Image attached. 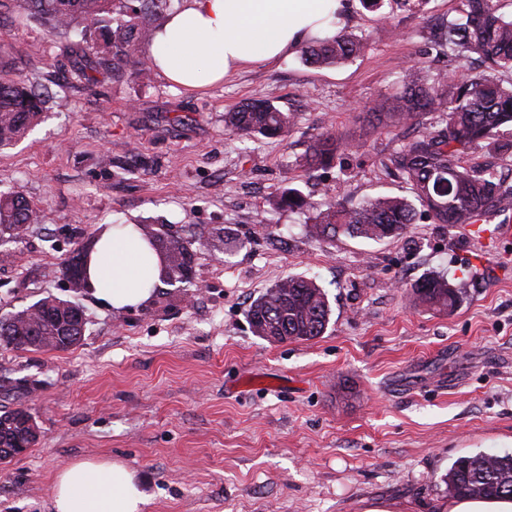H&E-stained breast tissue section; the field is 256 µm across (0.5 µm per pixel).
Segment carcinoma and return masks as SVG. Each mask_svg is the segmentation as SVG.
Here are the masks:
<instances>
[{
    "label": "carcinoma",
    "instance_id": "carcinoma-1",
    "mask_svg": "<svg viewBox=\"0 0 512 512\" xmlns=\"http://www.w3.org/2000/svg\"><path fill=\"white\" fill-rule=\"evenodd\" d=\"M32 17L49 28L69 33L106 30L97 45H70L71 79L90 82L91 73H127L139 79L150 77L153 63L141 55V44L152 39L151 21L167 0H15ZM431 49L437 55L463 60L471 54L485 62L477 73L461 77L450 73L430 79L427 66L406 70L403 89L389 97L378 96L370 118L383 123L416 124L418 135L387 158L388 172L410 186L411 197L380 195L348 206L329 201L315 203L296 189L281 192L278 204L288 210L309 213L308 232L318 241L332 242L340 236L381 241L405 234L424 210L437 224H488L504 195V185L493 164H466L462 156L480 146L501 157L512 156V139L500 129L512 125V81L504 83L499 73L512 71V15L499 12V0H460L457 15L432 35ZM364 38L342 29L316 39L303 50L306 62L318 67L342 65L364 51ZM48 91L19 78L0 76V147L21 139L40 118ZM438 117L437 124L422 121ZM294 115L269 100L246 103L224 113V127L241 137H280L288 133ZM341 145L329 133L315 136L302 167L310 171L332 164ZM40 209L19 191H0V244L3 238H18L39 223ZM167 246L158 249L163 266L160 281L175 285L191 280L192 241L168 226ZM99 234L77 248L62 266V275L77 291H88L87 266ZM419 303L433 309L453 310L463 300V291L448 280L429 275L411 285ZM327 293L316 281L288 276L256 298L248 321L256 336H278L280 341L311 340L323 335L330 322ZM86 324L82 306L74 301L46 297L0 319V345L20 350H67L80 344ZM30 412L19 407L0 414V445L8 448L21 441ZM452 496L474 499H512V453L479 451L457 458L442 477Z\"/></svg>",
    "mask_w": 512,
    "mask_h": 512
}]
</instances>
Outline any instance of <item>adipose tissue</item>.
I'll return each mask as SVG.
<instances>
[{"mask_svg":"<svg viewBox=\"0 0 512 512\" xmlns=\"http://www.w3.org/2000/svg\"><path fill=\"white\" fill-rule=\"evenodd\" d=\"M342 0H182L146 55L159 73L194 92L235 69L276 61L308 36L325 37ZM161 258L139 226L105 232L89 265L92 295L115 310L151 300ZM54 512H143L147 497L117 460L78 459L53 481Z\"/></svg>","mask_w":512,"mask_h":512,"instance_id":"ef3b65f1","label":"adipose tissue"}]
</instances>
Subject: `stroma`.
<instances>
[{"mask_svg":"<svg viewBox=\"0 0 512 512\" xmlns=\"http://www.w3.org/2000/svg\"><path fill=\"white\" fill-rule=\"evenodd\" d=\"M457 3L397 7L390 24L346 0L342 28L366 39L352 61L318 68L296 51L193 93L157 74L72 82L67 37L13 2L0 9V72L50 94L41 122L0 149V190L42 204L0 264V317L47 296L86 317L74 349L0 346V412L28 408L41 431L0 464V512H52L55 473L95 458L135 472L145 512H436L456 458L512 452V240L494 239L512 225V196L479 233L424 215L400 238L329 245L307 235L306 214L274 204L286 188L318 202L408 195L384 163L416 130L373 126L368 109L422 62ZM261 98L293 112L287 136L225 131L226 111ZM325 132L348 148L307 177L303 158ZM104 224L222 228L245 245L197 249L191 285L117 311L60 272ZM429 273L463 288L457 309L412 301ZM291 275L327 291L326 333L255 336L250 304Z\"/></svg>","mask_w":512,"mask_h":512,"instance_id":"stroma-1","label":"stroma"}]
</instances>
